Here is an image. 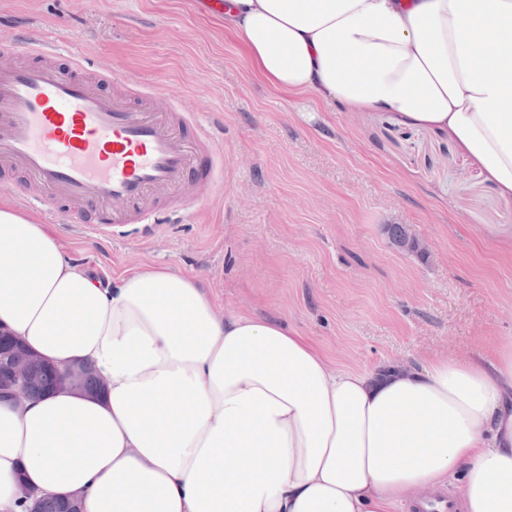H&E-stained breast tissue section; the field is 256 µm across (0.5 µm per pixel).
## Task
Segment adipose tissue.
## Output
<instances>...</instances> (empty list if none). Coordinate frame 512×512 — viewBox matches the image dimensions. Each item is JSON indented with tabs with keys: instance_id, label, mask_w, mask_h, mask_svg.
Returning <instances> with one entry per match:
<instances>
[{
	"instance_id": "1",
	"label": "adipose tissue",
	"mask_w": 512,
	"mask_h": 512,
	"mask_svg": "<svg viewBox=\"0 0 512 512\" xmlns=\"http://www.w3.org/2000/svg\"><path fill=\"white\" fill-rule=\"evenodd\" d=\"M256 78L387 112L512 200V0H224ZM0 326L66 371L0 402V512L15 483L82 512H512V336L494 357L359 371L297 329L218 307L169 266L105 283L0 205Z\"/></svg>"
}]
</instances>
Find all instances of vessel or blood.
<instances>
[{"label": "vessel or blood", "instance_id": "vessel-or-blood-1", "mask_svg": "<svg viewBox=\"0 0 512 512\" xmlns=\"http://www.w3.org/2000/svg\"><path fill=\"white\" fill-rule=\"evenodd\" d=\"M112 72L89 77L79 58L28 39L0 49V162L26 173L44 192L48 219L73 202H91L100 224H149L171 188L185 185L196 155L210 171L218 142L196 114L139 106L97 89Z\"/></svg>", "mask_w": 512, "mask_h": 512}]
</instances>
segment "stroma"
Masks as SVG:
<instances>
[{"mask_svg":"<svg viewBox=\"0 0 512 512\" xmlns=\"http://www.w3.org/2000/svg\"><path fill=\"white\" fill-rule=\"evenodd\" d=\"M197 0H0V44L34 32L121 79L201 113L224 179L193 211L172 192L152 224L49 225L62 251L104 281L165 265L232 311L285 321L339 367L429 354L465 360L512 336V203L433 134L316 105L254 79L222 21ZM403 224L421 253L392 247Z\"/></svg>","mask_w":512,"mask_h":512,"instance_id":"1","label":"stroma"}]
</instances>
